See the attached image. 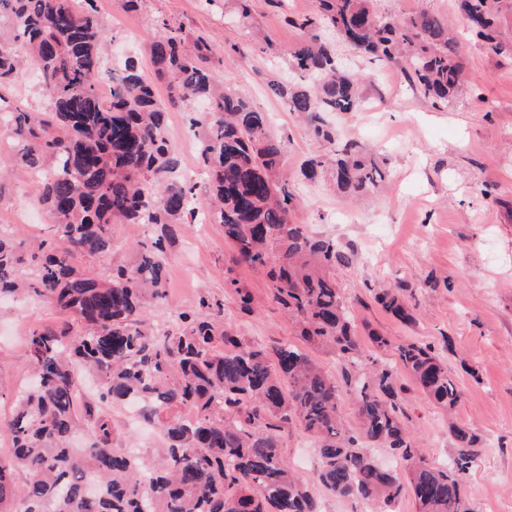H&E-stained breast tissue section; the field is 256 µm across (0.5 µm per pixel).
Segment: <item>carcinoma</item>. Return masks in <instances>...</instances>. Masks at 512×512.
Masks as SVG:
<instances>
[{
    "instance_id": "1",
    "label": "carcinoma",
    "mask_w": 512,
    "mask_h": 512,
    "mask_svg": "<svg viewBox=\"0 0 512 512\" xmlns=\"http://www.w3.org/2000/svg\"><path fill=\"white\" fill-rule=\"evenodd\" d=\"M94 2L0 0V90L31 65L46 103L41 112L11 113L4 133L17 145L18 170L36 176L55 229L54 242L36 245L0 234V295L35 296L63 315L60 325L27 339L33 374L7 424L0 512H319L282 454V424L292 421L316 442V481L338 498L370 501L380 512L405 498L416 512H476L463 475L481 454L479 435L449 422L451 455L433 465L399 404L403 371L425 398L453 411L462 393L447 360L431 344L405 342L388 361L381 352L390 341L373 330L365 348L336 282L354 251L292 221L298 201L280 179L283 142L267 113L216 79L205 41L189 42L183 27L164 18L154 22L149 46L153 75L127 58L112 69L104 95L108 38ZM318 2L317 17L293 22L302 36L289 57L306 82H269L316 137L335 144L323 113L361 106V82L338 63L324 28L370 60L404 62L412 89L435 108L462 91L465 64L447 18L382 16L372 0ZM456 2L487 55H512V39L500 31L512 0ZM157 82L167 84L166 105ZM170 106L185 108L201 131L203 201L196 184L177 177ZM324 165L321 156L309 158L301 177L315 181ZM334 179L340 191L362 197L382 172L347 142L335 149ZM201 204L224 225L238 262L266 270L301 341L336 353L338 376L294 344L243 342L224 325V304L207 296L169 317L162 334L148 324L147 307L165 296L173 225L193 223ZM117 223L148 224L155 233L137 245L133 265L104 280L87 275L73 256L109 252ZM411 297L402 282L374 293L405 325L416 320ZM86 372L96 394L80 413ZM342 385L354 402V428L339 412ZM115 402L138 405L143 420L160 427V460L112 447L107 406ZM186 408L193 419L183 418ZM80 429L86 444L76 448ZM379 448L390 449L404 471L382 466ZM18 470L25 484L14 511Z\"/></svg>"
}]
</instances>
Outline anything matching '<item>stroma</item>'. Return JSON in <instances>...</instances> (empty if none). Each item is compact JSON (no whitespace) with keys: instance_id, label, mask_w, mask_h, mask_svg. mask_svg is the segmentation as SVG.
Listing matches in <instances>:
<instances>
[{"instance_id":"1","label":"stroma","mask_w":512,"mask_h":512,"mask_svg":"<svg viewBox=\"0 0 512 512\" xmlns=\"http://www.w3.org/2000/svg\"><path fill=\"white\" fill-rule=\"evenodd\" d=\"M380 13L407 17L421 10L453 23L465 62L469 92L436 109L407 82L401 65L372 63L345 45L337 53L345 66L364 75V107L327 114L340 140H352L375 158L384 179L360 205L336 191L330 170L320 179L302 181V163L328 154L332 145L319 139L289 112L269 87L270 80L296 78L288 56L300 37L288 25L291 16H311L316 0H252L249 22H241L235 0H141L124 10L120 0H97L98 15L115 43L137 52L151 70L146 51L156 31L154 19L181 24L188 37H207L214 47L215 75L253 106L268 112L271 130L284 143L280 176L299 204L296 223L312 234L329 237L356 254L338 270L336 280L356 321L359 336L377 331L393 343L416 341L440 345L449 338L454 352L448 369L462 389L458 420L482 440V455L465 477L477 512H512V57L491 58L467 31L455 11V0H375ZM247 40L265 51L250 57L235 52ZM170 138L180 159V174L198 180V141L184 122L182 109L167 114ZM13 145L0 142V231L20 240L46 239L51 219L38 206L39 185L17 174ZM491 186L493 199L481 191ZM168 259L166 298L152 305L150 320L162 323L174 311L196 306L206 295L223 302L224 321L245 342L272 347L298 342V327L275 302L263 270L236 264L220 224H179ZM148 233L137 224L113 227L111 252L80 258L96 278L113 268L133 265L134 246ZM442 280L431 289L429 278ZM403 282L416 292L417 320L405 325L374 301L372 288ZM251 297L250 310L240 307V293ZM0 458L10 446L7 421L12 397L29 383L27 334L54 323V309L36 299L0 303ZM478 374L470 376L467 365ZM400 404L413 433L422 440L429 461L449 455L448 417L426 401L409 376ZM112 445L158 448L161 435L127 423L125 408H111ZM283 455L307 484L320 512H374L372 503L338 498L318 485L312 439L290 423L282 431Z\"/></svg>"}]
</instances>
